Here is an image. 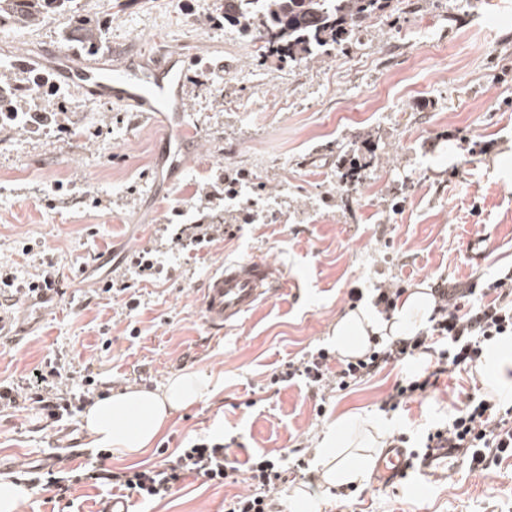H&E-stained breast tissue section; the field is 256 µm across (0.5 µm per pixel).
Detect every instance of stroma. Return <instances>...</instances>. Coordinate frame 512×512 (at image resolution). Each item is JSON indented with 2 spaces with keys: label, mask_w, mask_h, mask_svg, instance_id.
Returning <instances> with one entry per match:
<instances>
[{
  "label": "stroma",
  "mask_w": 512,
  "mask_h": 512,
  "mask_svg": "<svg viewBox=\"0 0 512 512\" xmlns=\"http://www.w3.org/2000/svg\"><path fill=\"white\" fill-rule=\"evenodd\" d=\"M102 29L98 47L65 42L68 17L35 29L0 28V78L26 81L40 52L58 49L107 60L175 55L188 67L184 164L159 159L166 128L119 102H103L56 81L31 98L49 120L0 124V269L19 287L11 308L18 337H0V382L27 387L31 370L54 361L62 391L82 389V372L119 390L157 389L177 373L224 377L210 397L173 415L143 455H112L119 471L160 462L187 438L220 436L237 462L302 450L314 462L324 433L345 414L370 421L379 456L398 433L418 436L472 393L512 390V360L498 368L450 373L435 390L395 412L380 409L403 371L386 367L348 389L271 384L284 364L331 347L351 290L373 305L388 284L464 283L512 265V0H392L365 34L312 61L258 57L250 39L225 25L224 0H73ZM365 163L354 189L342 186L345 155ZM250 186L238 201L224 177ZM258 201L257 219L238 212ZM212 224L214 239L195 250L181 228ZM488 235L483 262L471 239ZM158 249L161 277L133 282L127 296L102 286L145 245ZM272 261L288 288L236 324L211 327L200 291L218 266ZM54 265L63 294L36 312L22 292ZM324 415H317V407ZM79 439L82 462L95 459L80 416L47 425L34 409L0 408V476L26 486L22 512H57L31 473ZM410 471L393 485L375 479L348 496L296 479L283 508L304 512H512V458L475 476L439 460L427 494ZM245 482L187 478L145 512H224Z\"/></svg>",
  "instance_id": "35a3bbf8"
}]
</instances>
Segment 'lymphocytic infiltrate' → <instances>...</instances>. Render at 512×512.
<instances>
[{
  "mask_svg": "<svg viewBox=\"0 0 512 512\" xmlns=\"http://www.w3.org/2000/svg\"><path fill=\"white\" fill-rule=\"evenodd\" d=\"M435 307L429 327L410 338L388 339L374 343L362 357L333 361L328 349L308 352L288 361L271 384L303 381L321 389L349 388L372 377L387 366L406 367L383 401L385 412L399 410L414 397L436 387L442 375L481 363L487 348L498 340L512 338V269L489 281H472L465 285L437 283L432 290ZM430 357L432 367L413 371L420 357ZM59 372L54 362L35 367L30 380V402L37 404L47 419L60 421L73 416L89 403L85 389L93 377H85V389L79 393H61L55 389ZM449 446L462 449L461 463L469 472H483L505 458L512 457V402L493 395L473 393L467 396L448 420L427 429L421 446L414 453L413 467H421L431 448ZM107 452L97 454L96 461L68 471L66 477L54 470L35 476L42 490L53 492L55 501L69 499L73 486L91 484L107 486L153 502L170 496L187 477L221 484L244 479L247 494L236 496L224 512H280L278 495L283 491L289 470H304V459L288 462L286 457L262 455L235 466L226 454L223 440L209 437L188 438L173 456L153 466L128 467L115 472L106 468Z\"/></svg>",
  "mask_w": 512,
  "mask_h": 512,
  "instance_id": "f902f5d3",
  "label": "lymphocytic infiltrate"
}]
</instances>
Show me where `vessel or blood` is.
<instances>
[{"label": "vessel or blood", "instance_id": "1", "mask_svg": "<svg viewBox=\"0 0 512 512\" xmlns=\"http://www.w3.org/2000/svg\"><path fill=\"white\" fill-rule=\"evenodd\" d=\"M53 58L52 69L65 82L81 86L94 97L134 105L164 126L189 135L184 122L186 72L175 62L153 65L141 76L137 60L129 56L113 65L76 62L60 51L54 52ZM283 284L281 273L258 258L217 268L201 290L204 318L214 327L232 325L258 302L279 294ZM410 462L407 449L400 444L384 448L376 462L378 483L390 485L404 479Z\"/></svg>", "mask_w": 512, "mask_h": 512}]
</instances>
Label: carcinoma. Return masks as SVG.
I'll return each instance as SVG.
<instances>
[{
    "instance_id": "1",
    "label": "carcinoma",
    "mask_w": 512,
    "mask_h": 512,
    "mask_svg": "<svg viewBox=\"0 0 512 512\" xmlns=\"http://www.w3.org/2000/svg\"><path fill=\"white\" fill-rule=\"evenodd\" d=\"M71 0H0V27L35 28L64 9ZM391 0H224V23L238 28L259 43L276 44L290 62L306 63L353 38L370 18L385 11ZM63 40L93 48L102 30L73 13ZM26 80L0 83V117L11 114L9 105L32 94Z\"/></svg>"
}]
</instances>
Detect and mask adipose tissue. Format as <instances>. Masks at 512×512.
Returning a JSON list of instances; mask_svg holds the SVG:
<instances>
[{
  "label": "adipose tissue",
  "mask_w": 512,
  "mask_h": 512,
  "mask_svg": "<svg viewBox=\"0 0 512 512\" xmlns=\"http://www.w3.org/2000/svg\"><path fill=\"white\" fill-rule=\"evenodd\" d=\"M434 299L423 286L409 289L389 315L362 306L336 320L332 331L337 352L347 357L359 356L374 336L410 337L423 330L432 315ZM218 383L206 372L177 374L163 388L152 390L129 387L96 400L83 413L84 427L96 448H109L122 456L142 455L151 448L171 416L210 395ZM360 429L358 420L343 417L326 433L320 461L321 477L326 486L338 487L366 480L368 455L355 459L343 457L342 451L354 447Z\"/></svg>",
  "instance_id": "1"
}]
</instances>
